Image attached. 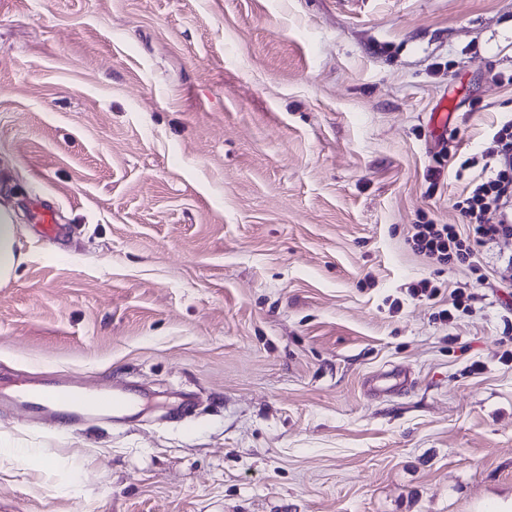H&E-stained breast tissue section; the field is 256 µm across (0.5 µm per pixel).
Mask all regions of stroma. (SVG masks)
I'll use <instances>...</instances> for the list:
<instances>
[{
    "label": "stroma",
    "mask_w": 512,
    "mask_h": 512,
    "mask_svg": "<svg viewBox=\"0 0 512 512\" xmlns=\"http://www.w3.org/2000/svg\"><path fill=\"white\" fill-rule=\"evenodd\" d=\"M501 73L512 0H0V393L131 400L0 411V512H512V239L482 284L411 241ZM17 224L0 208V284L10 281L21 260ZM474 299V294L469 291V288H455L451 293V301L448 302V308L442 309L438 316L448 325H454L457 320L463 315L470 313L471 301ZM21 403L35 406L48 412L51 407L68 406L76 408L72 413L75 422L89 415H112L125 408V400L115 394L90 395L74 388L62 386H39L26 390Z\"/></svg>",
    "instance_id": "35a3bbf8"
}]
</instances>
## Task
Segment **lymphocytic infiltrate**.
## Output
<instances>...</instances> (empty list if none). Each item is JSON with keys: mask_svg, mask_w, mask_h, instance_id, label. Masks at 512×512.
Wrapping results in <instances>:
<instances>
[{"mask_svg": "<svg viewBox=\"0 0 512 512\" xmlns=\"http://www.w3.org/2000/svg\"><path fill=\"white\" fill-rule=\"evenodd\" d=\"M498 151L494 162L484 163L479 181L469 195L455 204L466 221L464 229L452 224H416L414 247L430 261L452 264L475 257L478 246L512 236V120L492 134Z\"/></svg>", "mask_w": 512, "mask_h": 512, "instance_id": "lymphocytic-infiltrate-1", "label": "lymphocytic infiltrate"}]
</instances>
